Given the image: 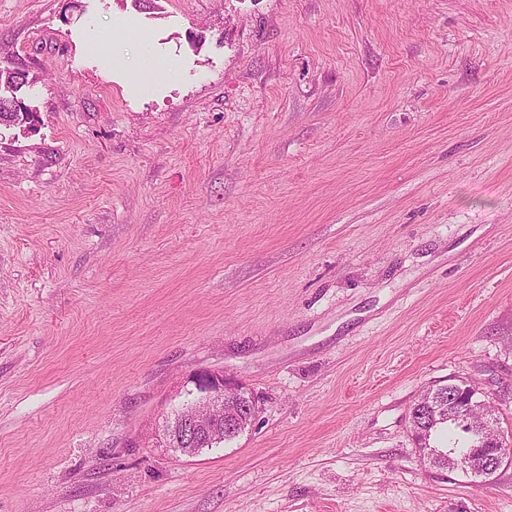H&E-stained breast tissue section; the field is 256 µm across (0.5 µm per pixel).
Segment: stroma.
I'll list each match as a JSON object with an SVG mask.
<instances>
[{
	"mask_svg": "<svg viewBox=\"0 0 512 512\" xmlns=\"http://www.w3.org/2000/svg\"><path fill=\"white\" fill-rule=\"evenodd\" d=\"M1 68L0 512H512L409 427L512 436V0H0ZM199 369L258 414L184 457ZM11 82L12 84L8 89H0V117H2L4 112H12V118L14 120H18V122L22 121L23 124H27V122H29L27 120L28 116L30 119H34L35 121L34 113L25 105L24 101H22V98L17 96V92H19L27 84V74L22 70L14 71ZM6 93H8V95ZM14 101L22 102L21 112H13L12 109L14 106ZM14 120L12 121L1 118L0 125H14ZM457 382H448L447 385H435L422 391L419 397L413 403L409 412V423L412 432L413 439L423 456L427 459L430 465L438 469H464L467 466L472 465V462L477 457L464 456L469 454L470 448H476L473 444L470 429V420L468 416V410L471 408L483 409L488 405L486 400H481L479 404L470 402L465 404L461 412V420L466 424H462L460 421L452 417L453 407L450 402L453 397L448 398V389L452 391L455 399L462 397L463 394H467L473 388L468 381L455 380ZM460 381V382H459ZM468 388L467 390H465ZM429 394L430 401L425 406L415 408L414 414L412 408L417 406L420 402L421 397L424 394ZM484 404V405H482ZM451 429H457L462 433L461 437H455L451 433ZM447 432V444L444 447L447 451H450L456 455H442L440 452H445L440 447L435 446V440L438 435L443 431Z\"/></svg>",
	"mask_w": 512,
	"mask_h": 512,
	"instance_id": "obj_1",
	"label": "stroma"
}]
</instances>
